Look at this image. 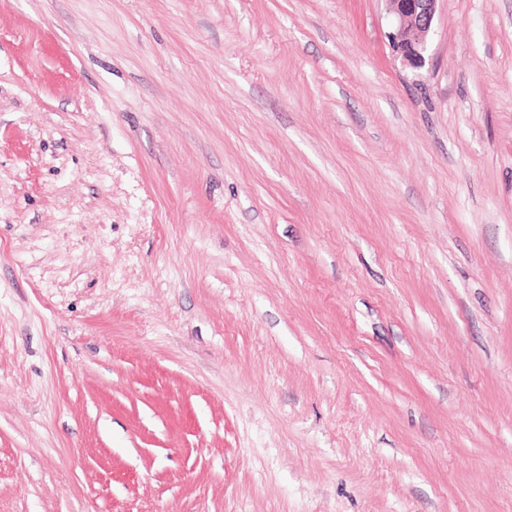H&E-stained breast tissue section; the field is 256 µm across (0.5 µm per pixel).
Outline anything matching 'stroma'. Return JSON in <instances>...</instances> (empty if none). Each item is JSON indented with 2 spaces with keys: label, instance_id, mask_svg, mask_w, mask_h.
Listing matches in <instances>:
<instances>
[{
  "label": "stroma",
  "instance_id": "1",
  "mask_svg": "<svg viewBox=\"0 0 512 512\" xmlns=\"http://www.w3.org/2000/svg\"><path fill=\"white\" fill-rule=\"evenodd\" d=\"M0 0V512H512V0ZM440 0H390L398 23V52L409 65L424 63Z\"/></svg>",
  "mask_w": 512,
  "mask_h": 512
}]
</instances>
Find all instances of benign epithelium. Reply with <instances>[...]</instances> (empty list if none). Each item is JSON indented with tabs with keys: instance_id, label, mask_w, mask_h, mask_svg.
Instances as JSON below:
<instances>
[{
	"instance_id": "benign-epithelium-1",
	"label": "benign epithelium",
	"mask_w": 512,
	"mask_h": 512,
	"mask_svg": "<svg viewBox=\"0 0 512 512\" xmlns=\"http://www.w3.org/2000/svg\"><path fill=\"white\" fill-rule=\"evenodd\" d=\"M398 23V52L409 65L424 63L439 0H390Z\"/></svg>"
}]
</instances>
